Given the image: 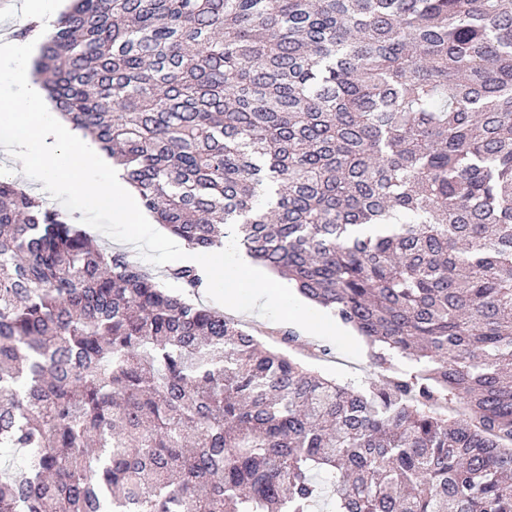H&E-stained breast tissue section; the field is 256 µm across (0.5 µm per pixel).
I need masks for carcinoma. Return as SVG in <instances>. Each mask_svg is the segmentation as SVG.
<instances>
[{"mask_svg":"<svg viewBox=\"0 0 512 512\" xmlns=\"http://www.w3.org/2000/svg\"><path fill=\"white\" fill-rule=\"evenodd\" d=\"M37 72L157 223L231 227L393 376L0 179V512H512V0H73ZM210 263L216 271L221 285L227 288L223 293L208 273L207 287L194 298L209 308L218 309L224 315L233 318L252 331L263 344L270 349L286 352L291 358L313 372L339 383H351L360 389L382 386L389 374L374 368L370 362V349L362 336L352 330L350 335L311 336L306 314L301 305L291 296L290 301L302 315L290 323L282 312H274L267 317H252L245 311L229 313L225 307H235L240 300V292H232L237 286L248 284L257 276L258 269L254 260L236 249L230 239L225 238L224 249L210 256ZM225 305V307H224ZM293 331L294 342L284 340L282 333ZM327 348L328 355H322L320 349Z\"/></svg>","mask_w":512,"mask_h":512,"instance_id":"carcinoma-1","label":"carcinoma"}]
</instances>
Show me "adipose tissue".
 Here are the masks:
<instances>
[{"mask_svg": "<svg viewBox=\"0 0 512 512\" xmlns=\"http://www.w3.org/2000/svg\"><path fill=\"white\" fill-rule=\"evenodd\" d=\"M0 142L7 144L27 171L42 176L49 195L94 190L96 203L111 210L115 223L134 225L138 234L158 240L182 262H196V253L184 242L161 236L144 222L136 197L119 172L103 161L98 145L52 111L40 80L31 73L29 45L17 39L0 41ZM70 145L77 149L76 161L65 165L61 159ZM210 263L226 288L227 307L237 306L244 297L252 309L262 312L286 299L278 288H250L258 269L232 241H225ZM244 284L249 291L242 296L236 288Z\"/></svg>", "mask_w": 512, "mask_h": 512, "instance_id": "1", "label": "adipose tissue"}]
</instances>
